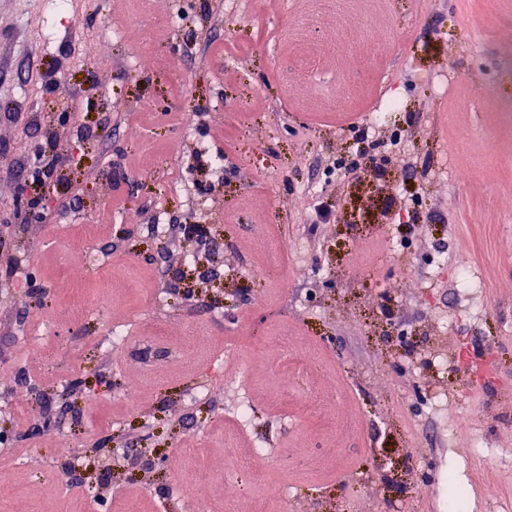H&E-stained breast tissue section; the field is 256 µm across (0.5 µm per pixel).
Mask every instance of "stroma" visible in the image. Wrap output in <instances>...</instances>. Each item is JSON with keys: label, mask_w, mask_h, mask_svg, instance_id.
Instances as JSON below:
<instances>
[{"label": "stroma", "mask_w": 512, "mask_h": 512, "mask_svg": "<svg viewBox=\"0 0 512 512\" xmlns=\"http://www.w3.org/2000/svg\"><path fill=\"white\" fill-rule=\"evenodd\" d=\"M54 2L0 0V245L44 289L32 298L0 278V399L20 406L0 413V452L21 458L0 465L10 512H74L87 498L92 512H191L176 483L199 468L213 475L200 491L210 512H251L256 495L270 512H512V123L498 110L512 102V0H72L64 13ZM306 47L322 82L297 92ZM244 65L254 94L240 112ZM343 69L351 93L339 100L327 85ZM386 99L401 107L375 135H400L414 170L376 167L375 148L357 180L337 179L329 165L347 156L351 126ZM255 141L267 168L244 160ZM49 142L69 166L37 222L20 187ZM219 151L223 176L197 169ZM167 178L200 210L171 199L158 215ZM116 195L125 211H112ZM318 202L332 217L315 226ZM159 218L202 223L208 239L149 236ZM256 229L297 251L270 266ZM95 247L111 248L120 286L111 311L81 321L68 272ZM463 260L475 287L460 285ZM160 278L178 364L109 362V325L150 335ZM195 320L203 353L184 335ZM23 326L58 351L32 354ZM284 333L313 368L280 355ZM227 348L260 356L242 382L224 380ZM127 387L135 404L119 398ZM61 410L69 444H85L62 483L39 455L44 419ZM187 441L198 453L177 456ZM256 448L266 475L245 494L230 475Z\"/></svg>", "instance_id": "35a3bbf8"}]
</instances>
